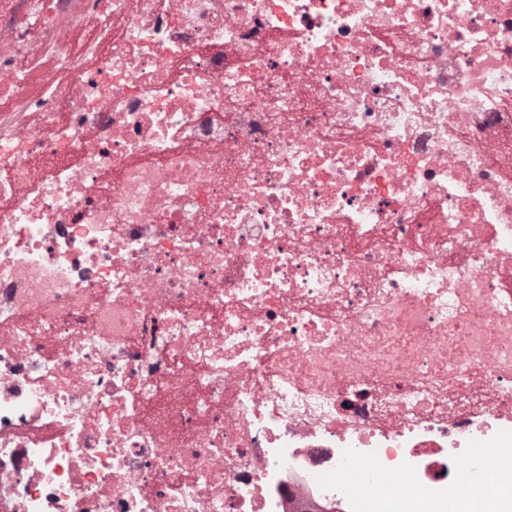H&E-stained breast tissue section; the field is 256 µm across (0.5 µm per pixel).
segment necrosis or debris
Instances as JSON below:
<instances>
[{
    "instance_id": "necrosis-or-debris-1",
    "label": "necrosis or debris",
    "mask_w": 512,
    "mask_h": 512,
    "mask_svg": "<svg viewBox=\"0 0 512 512\" xmlns=\"http://www.w3.org/2000/svg\"><path fill=\"white\" fill-rule=\"evenodd\" d=\"M0 112V512H512V0H0Z\"/></svg>"
}]
</instances>
